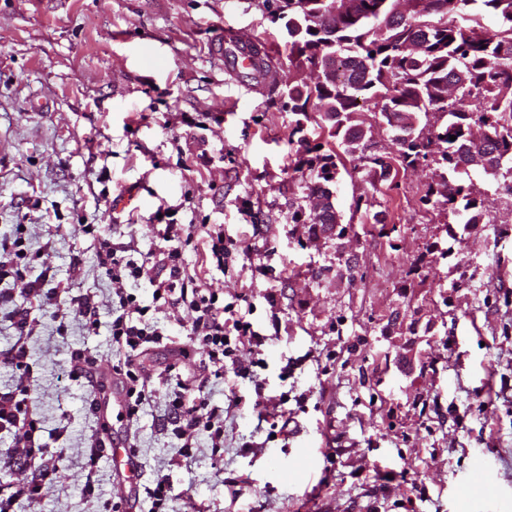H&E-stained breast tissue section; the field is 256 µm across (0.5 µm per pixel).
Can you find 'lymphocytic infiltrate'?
<instances>
[{
	"instance_id": "1",
	"label": "lymphocytic infiltrate",
	"mask_w": 512,
	"mask_h": 512,
	"mask_svg": "<svg viewBox=\"0 0 512 512\" xmlns=\"http://www.w3.org/2000/svg\"><path fill=\"white\" fill-rule=\"evenodd\" d=\"M165 210H157L155 221L165 222L163 238L169 247L161 254L149 256L140 264L119 255L110 240H103L96 254L97 264L112 281V292L118 299L109 324L112 349L118 360L112 373L120 380L126 396V420L137 419L138 413L152 396L149 388L151 376L140 361L141 356L162 344V330L148 318L149 306L140 304L136 295L127 291L126 280L149 276L152 269L167 271L165 280L156 282L157 293L164 306L186 307L191 315V346L175 348L177 357L186 359L197 355L207 357L198 376L191 383L176 382L169 402L168 419L174 434L183 439L185 448H192L199 432H208L213 447H220L224 434V412L210 406L201 392L211 379L213 371L223 370L224 359L231 354L226 341L228 331H235L238 340L262 343L263 337L254 330L250 321L235 316L234 304H221L218 294L198 285L188 274L182 259L181 243H189L204 236L215 262L223 269L224 257L231 242L219 225L169 224ZM22 239H0V303L14 304V343L0 349V365L15 372V384L10 392L0 394V433L12 438L10 448L0 453V468L20 471L21 480L7 486L0 485V512H15L20 501L37 502L47 482L52 481L58 469L53 444L67 434L70 422L61 419L51 433H43L38 419L33 416L32 393L36 382L34 367L29 362L27 340L34 333L37 321L27 306L16 305V298L30 300L42 298L48 280L47 272H36L34 259L24 252ZM233 314V322H225V314Z\"/></svg>"
}]
</instances>
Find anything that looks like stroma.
<instances>
[{
  "instance_id": "stroma-1",
  "label": "stroma",
  "mask_w": 512,
  "mask_h": 512,
  "mask_svg": "<svg viewBox=\"0 0 512 512\" xmlns=\"http://www.w3.org/2000/svg\"><path fill=\"white\" fill-rule=\"evenodd\" d=\"M275 5L0 0V238L23 233L55 281L102 308L92 332L56 319L58 300L33 305V408L45 429L63 417L70 427L58 482L16 512H111L128 492L108 457L87 472L99 420L67 370L84 349L110 373L99 240L136 261L166 249L150 220L160 207L176 224L223 225L235 241L223 270L194 243L186 269L266 338L238 345L204 390L224 410L223 447L202 432L183 457L160 381L137 420L113 422L137 446L140 487L168 478L165 512H184L190 497L208 512H349L358 501L457 512L484 460L495 512H512V196L488 194L483 223L443 259L426 252L445 220L420 202L431 170L376 181L348 157L336 185L345 234L294 223L310 203L283 80L305 74L286 59ZM228 25L282 55L263 93L228 83L211 55ZM129 187L137 209L110 218ZM370 197L374 208L356 211ZM261 395L270 407H256Z\"/></svg>"
}]
</instances>
